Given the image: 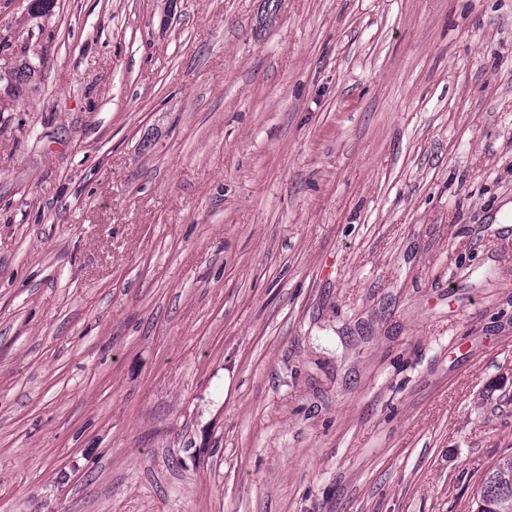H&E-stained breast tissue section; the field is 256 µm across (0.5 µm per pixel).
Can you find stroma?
<instances>
[{"mask_svg": "<svg viewBox=\"0 0 512 512\" xmlns=\"http://www.w3.org/2000/svg\"><path fill=\"white\" fill-rule=\"evenodd\" d=\"M0 512H472L512 454V0H0Z\"/></svg>", "mask_w": 512, "mask_h": 512, "instance_id": "stroma-1", "label": "stroma"}]
</instances>
